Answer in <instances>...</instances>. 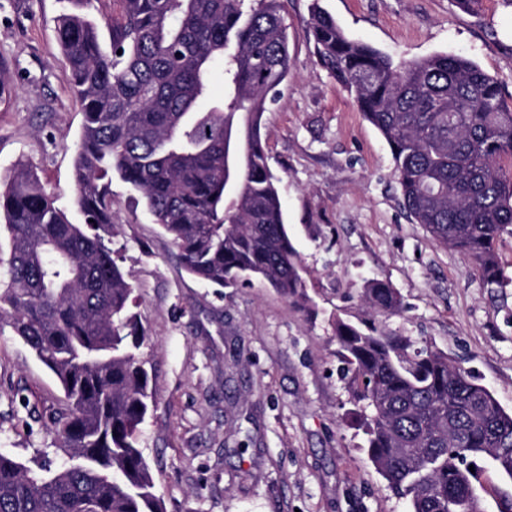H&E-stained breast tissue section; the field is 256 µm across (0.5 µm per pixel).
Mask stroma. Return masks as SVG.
Segmentation results:
<instances>
[{
    "instance_id": "35a3bbf8",
    "label": "stroma",
    "mask_w": 512,
    "mask_h": 512,
    "mask_svg": "<svg viewBox=\"0 0 512 512\" xmlns=\"http://www.w3.org/2000/svg\"><path fill=\"white\" fill-rule=\"evenodd\" d=\"M397 61L470 58L512 102V0H287L291 74L264 114L311 310L259 280L217 288L185 272L139 195L112 182L113 249L152 339L142 359L155 407L141 447L166 512H408L367 458L334 335L366 321L445 352L512 410V237L497 243L508 282L488 288L402 207L390 149L322 69L306 25L313 5ZM59 0H0V184L30 167L73 212L82 114L64 79ZM389 283L396 314L365 301ZM55 378L12 333L0 335V452L27 466L59 455L48 417Z\"/></svg>"
}]
</instances>
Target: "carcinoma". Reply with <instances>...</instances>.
<instances>
[{
    "instance_id": "1",
    "label": "carcinoma",
    "mask_w": 512,
    "mask_h": 512,
    "mask_svg": "<svg viewBox=\"0 0 512 512\" xmlns=\"http://www.w3.org/2000/svg\"><path fill=\"white\" fill-rule=\"evenodd\" d=\"M92 2L64 0L56 25L83 116L73 159L82 222L22 165L0 190V333L10 327L65 398L51 417L56 468L0 453V512H165L140 448L154 398L140 360L150 337L111 248L112 179L140 193L191 276L221 287L254 278L298 306L309 301L260 135L290 70L280 0H113L99 20ZM307 32L318 64L388 144L411 220L502 287L512 105L498 82L458 55L397 63L316 5ZM216 61L224 97L202 110ZM232 143L243 154L228 175ZM365 297L398 309L386 282H367ZM334 331L360 403L353 415L388 487L409 512H485L482 464L512 480V412L409 336L340 318Z\"/></svg>"
}]
</instances>
